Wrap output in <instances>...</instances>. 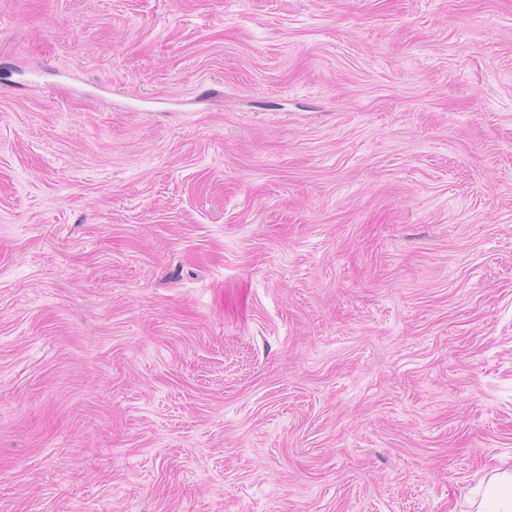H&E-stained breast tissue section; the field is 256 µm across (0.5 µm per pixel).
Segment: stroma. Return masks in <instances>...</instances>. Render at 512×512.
Segmentation results:
<instances>
[{
  "label": "stroma",
  "mask_w": 512,
  "mask_h": 512,
  "mask_svg": "<svg viewBox=\"0 0 512 512\" xmlns=\"http://www.w3.org/2000/svg\"><path fill=\"white\" fill-rule=\"evenodd\" d=\"M512 469V0H0V512H468Z\"/></svg>",
  "instance_id": "1"
}]
</instances>
